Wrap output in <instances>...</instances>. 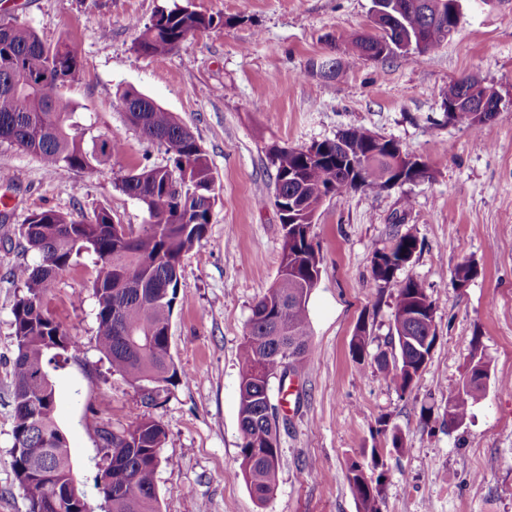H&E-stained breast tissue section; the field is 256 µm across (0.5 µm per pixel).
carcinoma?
I'll use <instances>...</instances> for the list:
<instances>
[{
  "label": "carcinoma",
  "mask_w": 512,
  "mask_h": 512,
  "mask_svg": "<svg viewBox=\"0 0 512 512\" xmlns=\"http://www.w3.org/2000/svg\"><path fill=\"white\" fill-rule=\"evenodd\" d=\"M458 0H395L393 25L372 34L348 36L346 52L355 60L371 53L409 58L435 51L458 27ZM230 20L205 15L187 6L157 11L146 23L135 49L166 55L190 35ZM424 35V47L402 51L398 42L413 31ZM82 51L74 40L43 41L30 26L0 19V145L35 155L60 175L93 172L103 158L118 155V140L92 135L93 124L73 120L62 90L81 73ZM445 100L453 111L448 122L481 130L499 112L498 92L473 78L448 86ZM115 110L124 113L139 135L165 148L167 163L131 171L118 188L138 200L149 220L122 238L113 232L110 212L76 218L52 209L32 211L19 227L33 265H20L9 276L21 288L12 308L16 356L12 365L14 406L13 471L28 501L29 512L50 493L68 491L74 482L66 439L54 416L51 372L77 357L82 342L44 310L42 295L84 255L91 258L92 295L96 300L95 342L119 374L151 394L137 399L142 408H157L172 388L187 379L170 353L171 322L180 288L182 258L203 238L216 203L215 176L194 134L174 113L135 90L116 94ZM93 149H88L86 137ZM399 144L373 141V133L349 128L318 144L315 155L304 148L268 147L275 170L274 205L284 207V236L278 277L255 302L240 350V459L247 485L265 503L274 496L281 449L279 417L271 403V381L295 373L311 349L308 300L320 273V256L311 236L315 213L324 199L351 191L380 192L397 164ZM418 240L406 233L378 250L371 260L372 285L395 297L391 335L398 352L379 353L376 365L403 392L426 367L436 340L435 305L423 284L396 271L409 263ZM489 377V366L473 349L465 381L448 397L444 411L450 426L462 424ZM106 466L97 488L106 512H160L155 476L167 439L164 425L139 415L127 430H99ZM347 479L359 512H381L383 485L359 462Z\"/></svg>",
  "instance_id": "1"
}]
</instances>
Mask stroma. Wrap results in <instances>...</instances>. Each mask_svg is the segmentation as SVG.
Instances as JSON below:
<instances>
[{
  "label": "stroma",
  "mask_w": 512,
  "mask_h": 512,
  "mask_svg": "<svg viewBox=\"0 0 512 512\" xmlns=\"http://www.w3.org/2000/svg\"><path fill=\"white\" fill-rule=\"evenodd\" d=\"M177 5L232 23L190 36L163 56L136 52L144 24ZM461 5L459 27L434 52L415 61L346 57L327 79L308 74V63L338 54L339 37L368 31L372 0H0V16L17 17L45 42L79 43L81 74L64 97L76 121L125 144L96 173L66 176L0 146V171L11 176L0 183V512H28L12 469L19 290L9 273L38 256L23 249L18 229L40 208L76 217L104 209L134 231L147 222L142 204L117 183L129 171L166 164L167 154L113 109L126 89L190 128L216 177L211 222L181 264L170 331L174 362L190 378L152 412L167 431L155 478L161 512H358L347 468L368 463L375 448L382 451V512H512V0ZM464 77L501 97L494 122L479 131L444 116L449 84ZM351 127L398 141L430 164L432 176L379 193L330 196L318 208L311 352L298 374L271 382L281 459L276 494L262 504L241 470L238 410L242 338L252 305L277 278L283 243L266 149L308 146ZM405 233L419 248L396 277L426 287L436 341L404 394L374 362L392 349L395 299L372 287L371 259ZM464 262L476 273L460 288L453 275ZM43 301L83 343L52 374L56 415L91 512H103L98 430L135 423V390L95 346L97 306L85 265L64 273ZM361 322L369 344L358 362L350 344ZM475 349L489 377L466 422L451 427L444 408ZM100 397L110 409L92 415L88 406ZM425 407L433 410L427 420ZM395 430L401 454L390 450Z\"/></svg>",
  "instance_id": "stroma-1"
}]
</instances>
